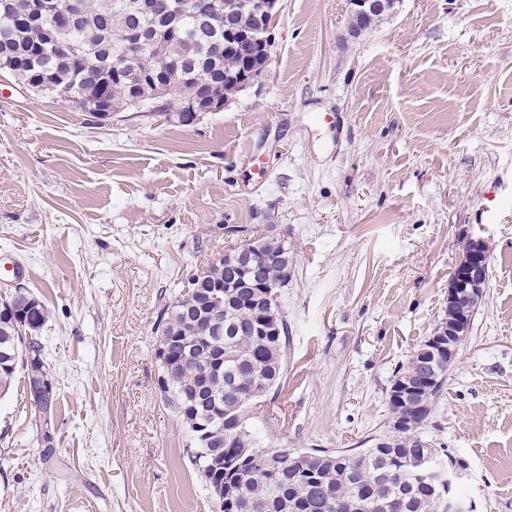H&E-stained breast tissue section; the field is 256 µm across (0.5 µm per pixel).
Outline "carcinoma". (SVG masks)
Instances as JSON below:
<instances>
[{"instance_id": "1", "label": "carcinoma", "mask_w": 512, "mask_h": 512, "mask_svg": "<svg viewBox=\"0 0 512 512\" xmlns=\"http://www.w3.org/2000/svg\"><path fill=\"white\" fill-rule=\"evenodd\" d=\"M82 15L74 31L65 38L48 44L40 27L24 23L30 0H9L13 24L0 26V54L21 50L18 65L10 69L19 78L34 82L41 68L54 65L72 75L83 88H100L102 96L121 106L133 90L146 92L144 82L157 68L159 58L177 63L183 59L200 58L203 45L190 37H158L157 26L139 18L144 28V45L129 65L124 77L114 81L106 76V64L113 60L119 45V31L134 17L112 13L113 0H80ZM191 65L175 66L168 71L179 103L199 95V79L186 74ZM257 243L265 262L257 267L261 280L288 281V266L282 257L288 248L273 238L258 237ZM212 277L229 283L243 278L229 261L211 268ZM206 284L180 291V296H193L199 306L188 313L177 304L173 310L163 309L166 335L171 344L162 365L164 378L159 390L164 398L175 403L180 416L190 423L196 419L207 422V431L214 437L239 438L224 444V512H442L437 497L430 492L428 478L410 460L423 451L432 458L435 476L442 475L441 466L464 467V462L446 450H437L422 436L431 419V406L443 395L448 378V354L432 360L424 368L420 351L422 344L407 363L396 371L394 385H411L420 389L426 406L421 408L412 399H388L392 428L397 436L393 448H365L359 452H329L325 449H275L259 445L249 428L252 419L248 399L254 383L281 379L288 347V321L279 316L280 334L261 336L255 332L260 310L247 302L249 290H240V301L225 307L224 300L208 296ZM21 307L11 299H0V392L8 389L16 372H27V386L33 388L35 376L44 368L42 343L38 332L47 319V309L37 300L19 314ZM218 319L224 323V346L233 357L224 361V382L206 381L204 369L219 355L221 346L196 348L198 336ZM193 348L194 356L184 359V349ZM232 408L234 422L224 421V410Z\"/></svg>"}]
</instances>
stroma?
<instances>
[{
  "mask_svg": "<svg viewBox=\"0 0 512 512\" xmlns=\"http://www.w3.org/2000/svg\"><path fill=\"white\" fill-rule=\"evenodd\" d=\"M268 35L258 81L189 125L101 124L0 72V297L48 310L58 398L47 428L23 374L0 395V512H220L160 395L157 316L244 228L293 257L286 369L254 410L270 448L388 435L398 366L488 245L427 436L474 512H512V0H400L357 38L346 0H282ZM467 251L455 268V277L448 291V302L477 299L484 293L488 275V247L481 240H469Z\"/></svg>",
  "mask_w": 512,
  "mask_h": 512,
  "instance_id": "35a3bbf8",
  "label": "stroma"
}]
</instances>
